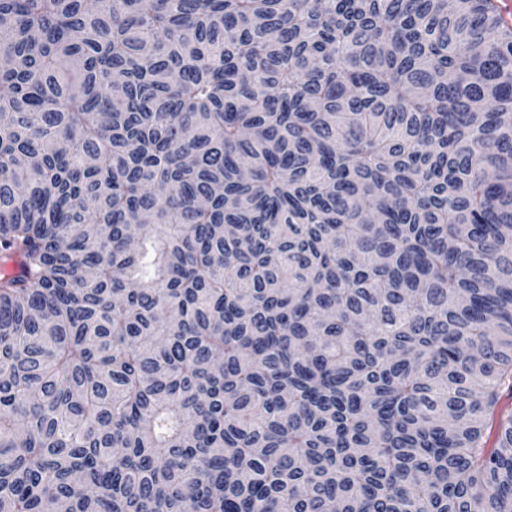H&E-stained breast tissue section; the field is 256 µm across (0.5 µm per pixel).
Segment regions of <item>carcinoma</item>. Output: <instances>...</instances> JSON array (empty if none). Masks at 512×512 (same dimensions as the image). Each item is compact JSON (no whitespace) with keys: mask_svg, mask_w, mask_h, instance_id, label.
<instances>
[{"mask_svg":"<svg viewBox=\"0 0 512 512\" xmlns=\"http://www.w3.org/2000/svg\"><path fill=\"white\" fill-rule=\"evenodd\" d=\"M0 512H512L495 0H0Z\"/></svg>","mask_w":512,"mask_h":512,"instance_id":"obj_1","label":"carcinoma"}]
</instances>
